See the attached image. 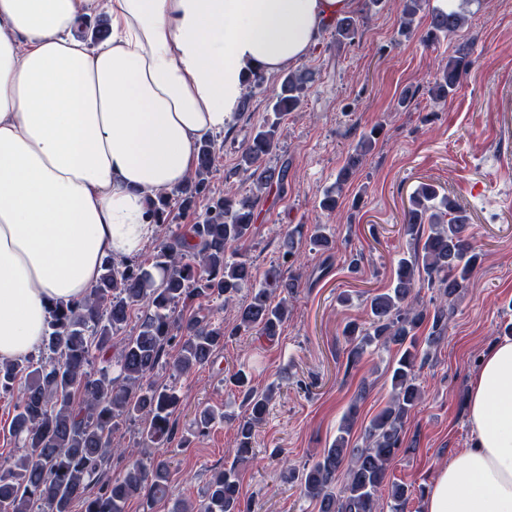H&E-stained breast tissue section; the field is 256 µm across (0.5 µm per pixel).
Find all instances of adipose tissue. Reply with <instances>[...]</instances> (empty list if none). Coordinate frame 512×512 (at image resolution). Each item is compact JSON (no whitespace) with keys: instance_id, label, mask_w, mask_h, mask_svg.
Segmentation results:
<instances>
[{"instance_id":"obj_1","label":"adipose tissue","mask_w":512,"mask_h":512,"mask_svg":"<svg viewBox=\"0 0 512 512\" xmlns=\"http://www.w3.org/2000/svg\"><path fill=\"white\" fill-rule=\"evenodd\" d=\"M106 6L98 45L78 23ZM356 0H0V362L34 354L50 309L104 258L139 256L150 201L188 181L247 74L302 62ZM470 446L423 512H512V338L481 354Z\"/></svg>"}]
</instances>
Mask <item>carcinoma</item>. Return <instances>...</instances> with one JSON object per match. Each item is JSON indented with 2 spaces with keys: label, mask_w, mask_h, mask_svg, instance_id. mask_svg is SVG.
Returning <instances> with one entry per match:
<instances>
[{
  "label": "carcinoma",
  "mask_w": 512,
  "mask_h": 512,
  "mask_svg": "<svg viewBox=\"0 0 512 512\" xmlns=\"http://www.w3.org/2000/svg\"><path fill=\"white\" fill-rule=\"evenodd\" d=\"M401 32L416 34L414 18L422 0H397ZM462 0L457 9L432 8L419 34L423 45L441 35L452 36L466 23ZM336 42L352 43L358 19L344 16L335 22ZM469 67V52L459 46L433 78L429 94L442 101L455 92ZM315 73L304 68L287 72L273 97L272 116L266 118L246 146L239 165L257 188L283 182L287 168L265 164L279 139L281 118L297 110L307 96ZM378 130L363 135L340 169L336 185L320 201L331 214L354 170L362 164ZM215 142H201L196 179L175 193H164L152 202L157 224L166 226L173 211L172 197L188 208L207 190L206 176L215 162ZM402 234L413 245L412 253L398 260L391 287L370 299L371 318L360 326L349 323L348 364L355 365L367 349L396 350L388 405L370 421L365 444L351 445L356 412L345 415L332 444L319 460L302 469L289 468L288 479L300 481L305 495L319 504V512H405L409 499L405 485L388 479V467L403 442L404 427L422 399L417 383L421 351L417 331L431 324L427 346L436 344L454 313V301L468 285L477 255L469 233L467 211L435 187L422 183L409 198ZM256 198L227 191L209 200L200 220L191 227L193 244L175 235L162 243L144 262L116 263L104 260L97 282L82 301L50 311L48 333L38 359L0 363V393L14 392L25 375L26 384L9 424L22 442L23 454L0 465V512H72L80 500L84 512H126L138 499L146 510L170 495L172 461L147 447L170 438L171 416L180 403L174 387H156L151 378L165 352L176 346L171 362L173 375L181 376L207 364L226 335L256 331L275 340L288 316V297L301 287L295 275L283 277L272 269L264 281L253 284L252 262L235 246L247 241L255 228ZM251 285L250 300L241 306L238 323L229 332L213 325L206 316L183 319L178 305L200 298L229 301L244 285ZM436 292L429 305H419L420 292ZM280 300H274L275 291ZM137 316V330L125 343L117 360L119 374L92 370L95 353L107 349L112 334ZM229 382L242 395V415L217 413L211 408L196 412L194 424L203 432L216 419L233 424L236 431L234 461L215 472L204 496L188 507L179 501L173 512H245L239 496L238 465L254 454L255 428L264 420L274 387L260 391L244 369ZM140 419L143 449L127 450L132 460L125 471L103 483L99 472L112 454V432L123 419ZM387 490L382 497L381 490Z\"/></svg>",
  "instance_id": "obj_1"
}]
</instances>
